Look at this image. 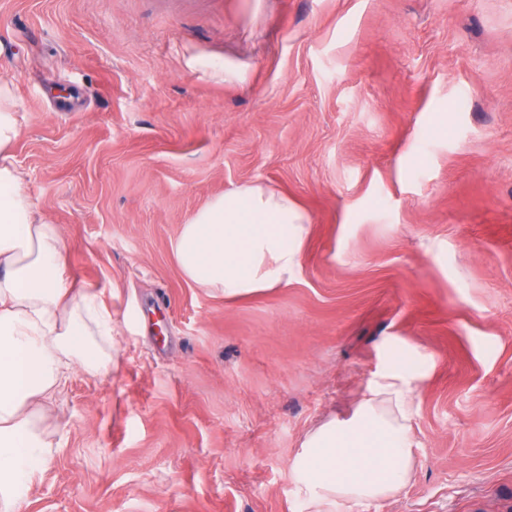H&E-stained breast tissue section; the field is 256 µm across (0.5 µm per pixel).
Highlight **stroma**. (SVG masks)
Here are the masks:
<instances>
[{"label":"stroma","instance_id":"obj_1","mask_svg":"<svg viewBox=\"0 0 512 512\" xmlns=\"http://www.w3.org/2000/svg\"><path fill=\"white\" fill-rule=\"evenodd\" d=\"M14 154L117 362L45 409L23 512H311L291 465L398 347L414 476L368 512H512V0H0ZM262 182L309 214L232 302L172 246Z\"/></svg>","mask_w":512,"mask_h":512}]
</instances>
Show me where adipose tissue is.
<instances>
[{
  "label": "adipose tissue",
  "mask_w": 512,
  "mask_h": 512,
  "mask_svg": "<svg viewBox=\"0 0 512 512\" xmlns=\"http://www.w3.org/2000/svg\"><path fill=\"white\" fill-rule=\"evenodd\" d=\"M22 106L0 84V512H18L52 458L40 428L45 405L61 393L72 366L98 376L116 322L102 295L75 291L61 235L35 208L12 153ZM310 233L307 212L261 182L211 198L180 230L175 262L187 282L235 300L288 285ZM418 372L402 357L368 386L346 418L305 437L293 462L300 495L312 507L369 503L412 477V421Z\"/></svg>",
  "instance_id": "1"
}]
</instances>
